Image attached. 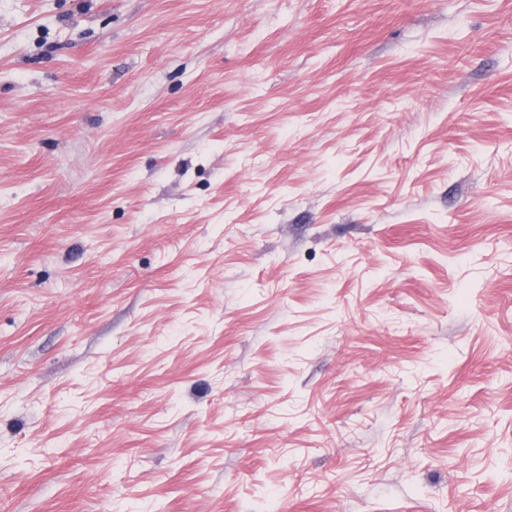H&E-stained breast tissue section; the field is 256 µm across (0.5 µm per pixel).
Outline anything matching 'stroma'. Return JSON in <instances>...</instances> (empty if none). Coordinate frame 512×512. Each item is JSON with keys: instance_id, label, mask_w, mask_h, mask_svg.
<instances>
[{"instance_id": "obj_1", "label": "stroma", "mask_w": 512, "mask_h": 512, "mask_svg": "<svg viewBox=\"0 0 512 512\" xmlns=\"http://www.w3.org/2000/svg\"><path fill=\"white\" fill-rule=\"evenodd\" d=\"M0 512H512V0H0Z\"/></svg>"}]
</instances>
